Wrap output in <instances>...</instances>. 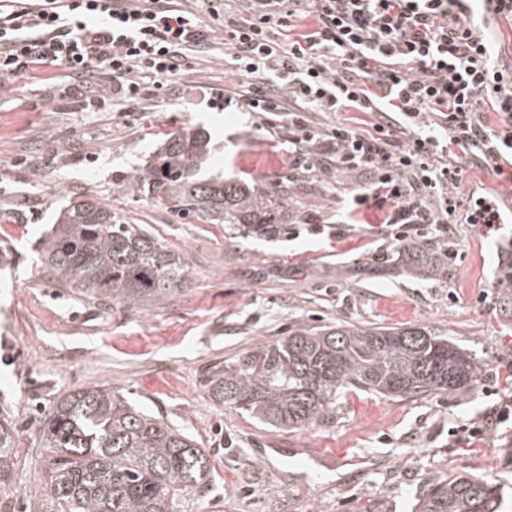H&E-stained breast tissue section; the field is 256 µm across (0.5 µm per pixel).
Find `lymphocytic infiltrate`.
<instances>
[{
	"mask_svg": "<svg viewBox=\"0 0 512 512\" xmlns=\"http://www.w3.org/2000/svg\"><path fill=\"white\" fill-rule=\"evenodd\" d=\"M258 2L235 15L223 0H0V92L46 67L136 100L145 85L182 81L209 51L203 17L223 21L224 66L237 78L225 104L278 117L292 161L367 173L338 226L373 209L378 240L398 251L434 242L452 262L455 227L469 225L499 243L492 284L512 288V211L497 193L457 191L470 164L512 186V63L482 31L512 21V0H482L478 15L469 0ZM347 111L373 115L371 129L306 118Z\"/></svg>",
	"mask_w": 512,
	"mask_h": 512,
	"instance_id": "f902f5d3",
	"label": "lymphocytic infiltrate"
}]
</instances>
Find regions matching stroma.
<instances>
[{
  "instance_id": "stroma-1",
  "label": "stroma",
  "mask_w": 512,
  "mask_h": 512,
  "mask_svg": "<svg viewBox=\"0 0 512 512\" xmlns=\"http://www.w3.org/2000/svg\"><path fill=\"white\" fill-rule=\"evenodd\" d=\"M194 60L180 91L148 87L125 102L85 87L19 78L0 94V419L12 427L19 466L0 512H27L44 466L40 425L58 400L104 386L190 435L210 460L205 487L186 488L178 512H414L438 482L468 473L501 487L512 512V429L456 442L512 387V293L489 294L499 252L465 224L462 254L439 273L404 265L396 251L335 222L357 178L310 175L283 161L285 127L225 105L224 35ZM210 140L208 170L288 188L289 234L236 237L220 224L171 212L128 177L163 135L184 128ZM110 207L180 252L187 284L149 309L101 306L63 288L41 263V244L70 196ZM486 302H479V295ZM340 324L425 325L471 357L473 382L453 392L383 396L343 390L317 421L265 426L210 397L207 365L294 329Z\"/></svg>"
}]
</instances>
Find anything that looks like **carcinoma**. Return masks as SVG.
<instances>
[{
	"mask_svg": "<svg viewBox=\"0 0 512 512\" xmlns=\"http://www.w3.org/2000/svg\"><path fill=\"white\" fill-rule=\"evenodd\" d=\"M207 136L165 134L128 178L132 191L157 193L167 208L241 235L274 236L288 219V190L206 175ZM41 260L56 280L90 300L150 308L182 290L183 257L112 209L72 196L44 242ZM478 367L428 326L298 328L208 370L211 398L283 429L318 420L338 394L454 391ZM45 447L39 494L30 512H175L183 490L205 482L204 451L177 429L105 387H84L54 405L41 425ZM10 424L0 422V492L18 468ZM500 488L465 474L432 485L416 512H498Z\"/></svg>",
	"mask_w": 512,
	"mask_h": 512,
	"instance_id": "cac0c4a2",
	"label": "carcinoma"
}]
</instances>
